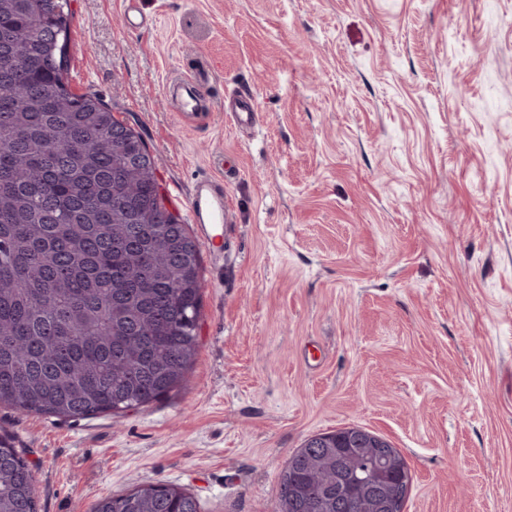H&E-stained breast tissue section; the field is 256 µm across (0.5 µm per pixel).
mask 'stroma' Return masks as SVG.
<instances>
[{
    "mask_svg": "<svg viewBox=\"0 0 512 512\" xmlns=\"http://www.w3.org/2000/svg\"><path fill=\"white\" fill-rule=\"evenodd\" d=\"M70 0L67 78L154 156L187 222L197 179L233 211L201 251L185 385L79 420L0 407L40 512L141 484L201 512H279L311 436L359 426L405 457L404 512H512V0ZM176 77L255 126L175 112Z\"/></svg>",
    "mask_w": 512,
    "mask_h": 512,
    "instance_id": "obj_1",
    "label": "stroma"
}]
</instances>
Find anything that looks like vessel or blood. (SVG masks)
Returning a JSON list of instances; mask_svg holds the SVG:
<instances>
[{"label": "vessel or blood", "mask_w": 512, "mask_h": 512, "mask_svg": "<svg viewBox=\"0 0 512 512\" xmlns=\"http://www.w3.org/2000/svg\"><path fill=\"white\" fill-rule=\"evenodd\" d=\"M176 109L180 112L198 111L204 99V89L196 80L182 79L174 84ZM188 210L192 222L204 244L215 259L224 257V237L217 234L216 226L229 222L231 211L224 203V186L210 179L194 184L188 197Z\"/></svg>", "instance_id": "obj_1"}]
</instances>
